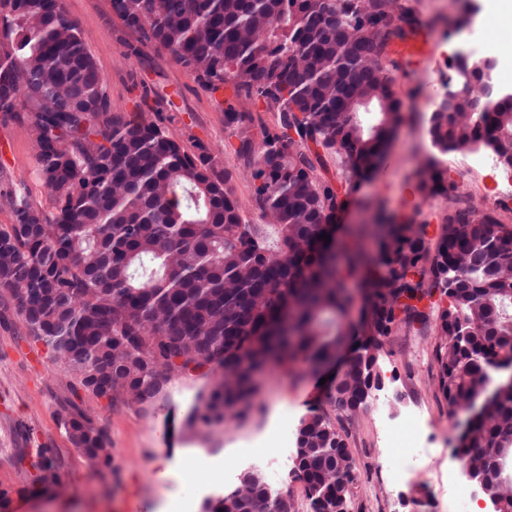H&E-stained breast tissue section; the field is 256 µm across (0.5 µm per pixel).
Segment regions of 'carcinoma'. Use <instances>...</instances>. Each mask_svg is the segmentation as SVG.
<instances>
[{"label": "carcinoma", "mask_w": 512, "mask_h": 512, "mask_svg": "<svg viewBox=\"0 0 512 512\" xmlns=\"http://www.w3.org/2000/svg\"><path fill=\"white\" fill-rule=\"evenodd\" d=\"M416 0H111L136 35L125 56L169 51L213 94L230 88L224 127L251 183L262 223L235 195L236 168L190 150L159 116L110 113L106 81L61 0H0V119L26 126L52 209L0 180V290L28 335L93 396L130 399L145 413L175 375L217 378L184 426L195 433L262 411V372L318 369L345 345L356 353L330 383L326 406L302 417L298 481L311 512H350L357 480L336 481L345 427L333 417L367 407L382 378L379 351L414 327L435 336L440 391L454 411L478 399L456 438L463 466H487L486 496L512 512V224L461 198L448 171H420L422 200L449 202L435 237L427 224H366L338 245L328 225L346 200L327 177L333 156L351 176L371 175L402 119L396 47L421 29ZM357 98L375 111L354 112ZM273 113L252 133L246 105ZM427 135L440 154L483 147L512 166V103L470 91L455 112L432 111ZM362 279L359 319L350 280ZM501 381L488 392L492 379ZM94 468L112 465L103 432L81 413L63 419ZM40 484L63 473L40 456ZM250 487L208 499L203 512H293L258 469Z\"/></svg>", "instance_id": "obj_1"}]
</instances>
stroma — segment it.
I'll use <instances>...</instances> for the list:
<instances>
[{"label":"stroma","mask_w":512,"mask_h":512,"mask_svg":"<svg viewBox=\"0 0 512 512\" xmlns=\"http://www.w3.org/2000/svg\"><path fill=\"white\" fill-rule=\"evenodd\" d=\"M82 31L105 77L110 110L132 114L137 104L159 113L165 125L185 145L203 143L218 154L222 165L236 166L235 136L224 128V103L205 91L193 74L165 50L143 47L139 56H125L135 35L113 15L111 0H62ZM420 18L430 41L445 40L448 53L469 51L471 33L479 29L486 0H469L464 24L450 0H424ZM429 68L407 67L396 76L403 100V122L389 139L381 166L369 181L340 180L338 189L349 205L341 223L350 227L373 223L376 217L396 221L419 216L437 231L447 207L436 198L418 204L411 187L418 167L439 157L462 191L481 199L495 186L481 172L468 169L463 156H437L426 133L433 101L427 93ZM0 175L26 188L31 200L51 209L50 194L40 180L36 154L25 130L14 121H0ZM433 336L417 331L394 337L381 363L384 386L379 405H371L345 420L349 451L357 472L351 512H430L422 500L435 494L448 503V471L453 465L457 421L449 415L438 387V367L432 359ZM320 374L302 369L300 376H282L266 383L260 414L231 425L202 442L184 432L182 422L199 394L210 388L212 376L172 377L168 408L144 414L124 399L96 398L73 392L72 380L51 358L48 348L32 341L9 296H0V487L19 495L10 512H200L205 498L235 486L249 467L265 470L272 488H289L298 512H310L301 483L266 470L273 449L265 439L281 421L297 426L301 417L320 408L325 388ZM101 428L112 444L111 468H90L69 442L61 425L68 402ZM426 421L425 450L402 483H392L380 437L384 427L403 424L410 413ZM65 475L62 488L44 492L36 483L38 449Z\"/></svg>","instance_id":"obj_1"}]
</instances>
